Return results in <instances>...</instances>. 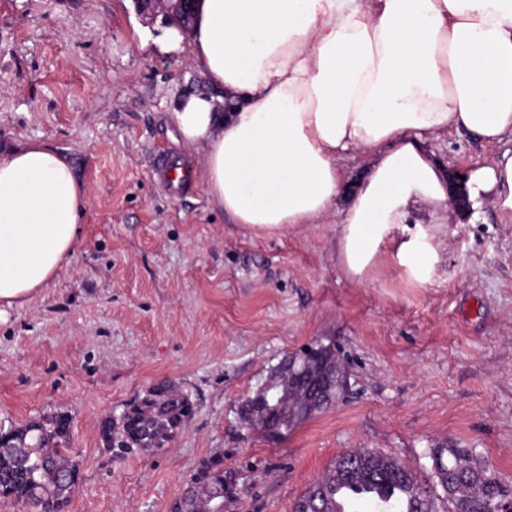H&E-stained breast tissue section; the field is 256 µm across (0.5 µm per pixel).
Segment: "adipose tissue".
Listing matches in <instances>:
<instances>
[{"label": "adipose tissue", "instance_id": "obj_1", "mask_svg": "<svg viewBox=\"0 0 512 512\" xmlns=\"http://www.w3.org/2000/svg\"><path fill=\"white\" fill-rule=\"evenodd\" d=\"M161 40L216 89L171 114L210 200L268 233L337 215L338 255L359 281L391 257L416 279L438 259L448 172L428 140L451 127L512 136V0H195L190 30ZM354 154L367 164L350 186L339 162ZM466 186L512 213V150ZM87 195L43 142L0 155V307L69 265ZM418 204L428 220L411 232Z\"/></svg>", "mask_w": 512, "mask_h": 512}]
</instances>
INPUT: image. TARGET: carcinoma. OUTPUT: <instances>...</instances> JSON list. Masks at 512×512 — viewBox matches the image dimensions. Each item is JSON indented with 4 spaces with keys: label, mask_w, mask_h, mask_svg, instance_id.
Returning a JSON list of instances; mask_svg holds the SVG:
<instances>
[{
    "label": "carcinoma",
    "mask_w": 512,
    "mask_h": 512,
    "mask_svg": "<svg viewBox=\"0 0 512 512\" xmlns=\"http://www.w3.org/2000/svg\"><path fill=\"white\" fill-rule=\"evenodd\" d=\"M283 395L278 378L261 382L242 405L241 420L248 427L272 429ZM194 411L191 396L163 380L123 405L118 416L103 419L100 438L104 447L121 451L162 448ZM71 435L72 420L66 413L21 426L0 425V499L23 503L31 512H65L80 474L78 462L69 455ZM430 457L435 485L422 482L395 457L352 451L340 456L299 500H311L312 512H336L332 495L338 486L367 493L394 489L399 497L389 505L390 512H436V486L445 483L451 486L445 493V512H493L498 502L512 498V488L472 449L439 446L430 450ZM188 498L196 512H224V469L219 463L200 464Z\"/></svg>",
    "instance_id": "carcinoma-1"
}]
</instances>
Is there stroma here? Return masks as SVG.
<instances>
[{
    "mask_svg": "<svg viewBox=\"0 0 512 512\" xmlns=\"http://www.w3.org/2000/svg\"><path fill=\"white\" fill-rule=\"evenodd\" d=\"M165 26L134 0H0V154L64 150L89 190L70 264L0 316V423L72 418L66 512H174L207 459L224 468V512H292L347 451L425 477L448 441L512 485V216L482 194L449 211L424 281L390 260L360 283L335 217L268 234L224 215L201 179L170 194L155 157L199 166L170 114L207 85ZM427 148L467 173L512 139L451 130ZM319 344L345 366L344 394L282 434L245 428L239 409L269 371ZM165 379L191 395V420L158 450L104 448L100 422Z\"/></svg>",
    "mask_w": 512,
    "mask_h": 512,
    "instance_id": "1",
    "label": "stroma"
}]
</instances>
